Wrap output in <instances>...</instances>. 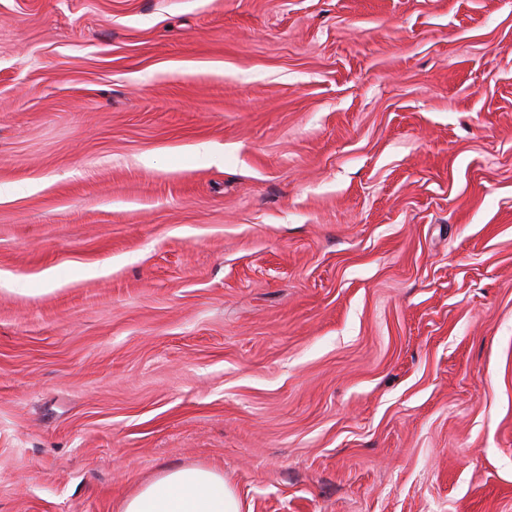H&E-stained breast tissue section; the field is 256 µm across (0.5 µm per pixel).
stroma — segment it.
I'll return each instance as SVG.
<instances>
[{
	"label": "stroma",
	"instance_id": "35a3bbf8",
	"mask_svg": "<svg viewBox=\"0 0 512 512\" xmlns=\"http://www.w3.org/2000/svg\"><path fill=\"white\" fill-rule=\"evenodd\" d=\"M190 465L512 512V0H0V512Z\"/></svg>",
	"mask_w": 512,
	"mask_h": 512
}]
</instances>
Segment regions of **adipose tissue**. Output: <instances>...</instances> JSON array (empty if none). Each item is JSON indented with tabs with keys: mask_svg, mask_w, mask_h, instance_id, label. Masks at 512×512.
I'll list each match as a JSON object with an SVG mask.
<instances>
[{
	"mask_svg": "<svg viewBox=\"0 0 512 512\" xmlns=\"http://www.w3.org/2000/svg\"><path fill=\"white\" fill-rule=\"evenodd\" d=\"M122 512H241L223 472L185 466L161 472L124 502Z\"/></svg>",
	"mask_w": 512,
	"mask_h": 512,
	"instance_id": "ef3b65f1",
	"label": "adipose tissue"
}]
</instances>
